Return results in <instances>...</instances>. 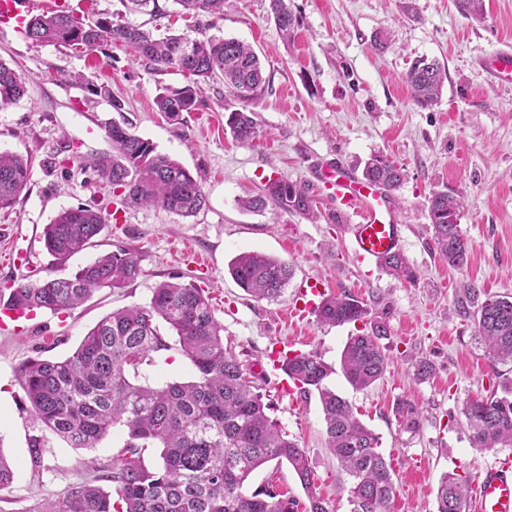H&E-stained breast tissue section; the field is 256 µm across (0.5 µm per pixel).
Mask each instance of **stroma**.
Instances as JSON below:
<instances>
[{
	"label": "stroma",
	"mask_w": 512,
	"mask_h": 512,
	"mask_svg": "<svg viewBox=\"0 0 512 512\" xmlns=\"http://www.w3.org/2000/svg\"><path fill=\"white\" fill-rule=\"evenodd\" d=\"M160 16H132L155 35L233 38L258 54L268 82L242 102L222 81L202 84L195 111L172 121L154 99L185 77L142 61L135 49L114 44L100 50L36 45L24 34L0 27V60L26 83L25 95L0 107V151L31 160L30 181L13 210L0 211V291L30 271L40 278L68 277L102 251L119 245L137 250L141 274L122 288L103 289L73 311L39 310L25 330L0 329V452L14 465V481L0 491V512H32L40 501L90 477L93 468L123 455L126 434L114 428L94 449L53 443L45 468L35 471L27 448L29 403L19 371L32 359L71 355L86 332L113 310L147 303L152 289L170 277L205 288L224 326V344L253 374L273 406L270 416L304 450L315 474L316 492L329 512H351L350 479L326 445L317 395L283 392L289 378L274 367L282 353L320 356L336 371L330 388L360 413L379 436L396 485L393 512H436L443 474L476 483L497 450L471 443L462 415L465 402L489 393L512 363L491 357L474 324L458 315L457 288L472 283L493 296L512 297V86L496 85L478 66L493 51L512 47V0H484V17L463 16L456 0H290L299 26L286 40L269 16V0H224L223 17L183 14L174 0H158ZM391 34L384 52L373 36ZM428 58L445 66L448 79L433 106H417L405 83L411 63ZM85 82H78V75ZM106 82L124 104L114 111L93 96L88 81ZM247 109L257 122L248 142L236 140L226 124L230 112ZM128 123L157 151L178 160L207 198L198 215L182 217L157 207L119 212L101 236L64 264H55L43 229L64 208L112 201L111 187L81 172L84 158L111 152L105 122ZM74 145L73 163L52 170L46 162L59 139ZM384 154L406 177L389 196L405 234L401 250L418 273L416 283L388 275L381 266L358 264L344 227L356 223L312 178L313 168L332 160L361 172L371 155ZM281 176L304 185L316 219L275 207L242 210L240 198L259 194ZM460 198L459 224L468 243L460 269L435 250L428 214L433 191ZM245 251L287 262L293 274L274 301L247 296L228 272ZM313 286L324 295L352 294L385 318L390 336L384 376L354 389L339 373L340 357L355 325L324 326L304 310L300 291ZM171 348L141 365L150 384L192 378L189 361L175 350V336L161 327ZM435 371L420 381L416 359ZM422 412L415 434L400 431L393 413L397 398ZM273 484L306 508L308 498L288 463L269 462L253 473L250 488Z\"/></svg>",
	"instance_id": "1"
}]
</instances>
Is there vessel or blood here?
<instances>
[{
    "mask_svg": "<svg viewBox=\"0 0 512 512\" xmlns=\"http://www.w3.org/2000/svg\"><path fill=\"white\" fill-rule=\"evenodd\" d=\"M36 0H0V26L22 31ZM484 66L500 84H512V52L499 51ZM318 179L337 208L355 213L359 221L350 225L354 254L362 262L380 261L397 252L403 226L383 195L380 186L361 180L352 170L323 164ZM475 499L478 512H512V457L503 455L481 475Z\"/></svg>",
    "mask_w": 512,
    "mask_h": 512,
    "instance_id": "vessel-or-blood-1",
    "label": "vessel or blood"
}]
</instances>
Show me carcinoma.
<instances>
[{
  "label": "carcinoma",
  "instance_id": "1",
  "mask_svg": "<svg viewBox=\"0 0 512 512\" xmlns=\"http://www.w3.org/2000/svg\"><path fill=\"white\" fill-rule=\"evenodd\" d=\"M187 11L224 15V0H174ZM130 14H161L157 0H125ZM275 24L288 40L294 38L297 17L288 0H270ZM25 37L34 43L93 50L104 43L135 48L147 63L193 77L191 83L157 95L158 111L177 120L198 104V84L220 78L249 100L262 90L267 77L256 52L245 43L226 38H192L168 34L156 38L137 25L107 17L86 22L73 12L57 10L27 20ZM447 79L434 60L418 59L406 72L414 102L428 107L437 101ZM25 82L16 70L0 61V107L25 94ZM90 92L123 110L109 85L91 84ZM226 124L239 141L256 134L254 113L245 109L228 115ZM112 153L81 165L97 179L119 191L123 205L153 206L190 217L207 206L200 182L180 162L156 151L153 144L115 121L105 125ZM29 159L0 151V210L17 203L30 181ZM363 178L388 190L404 178L402 168L383 154L364 165ZM249 212L267 205L308 215L313 202L302 184L286 176L271 180L262 193L239 201ZM461 200L443 190L429 198V219L437 252L448 266L467 262V243L458 216ZM103 206L61 210L44 227L48 254L63 263L90 247L108 223ZM398 279L416 277L403 253L381 261ZM141 274L140 257L119 246L98 255L67 278L31 280L17 284L0 306L26 311L73 310L103 288H123ZM229 274L257 301L281 296L291 276L288 263L256 251L239 254ZM458 313L475 325L477 336L492 357L512 361V300L486 294L467 284L455 295ZM319 323L328 326L362 322L365 330L351 335L341 354L347 381L365 389L386 372L388 357L382 341L387 323L352 294L329 296L316 309ZM166 324L178 338L183 356L194 370L191 380L163 386L130 379L129 368L152 361L151 354L169 349L159 333ZM224 326L216 318L203 288L192 283L163 281L152 289L148 303L114 311L91 328L77 349L61 360L32 359L21 369V386L30 404L27 444L35 470L45 468L44 454L52 440L72 448H95L109 432L125 429L124 458L119 466L103 467V474L74 485L60 497L37 504L33 512H297L296 502L267 484L248 491L254 471L271 461H287L309 501V512H328L314 490L316 475L298 443L288 438L270 417L271 401L232 349L224 347ZM280 369L298 392H317L327 447L351 479L352 512H390L396 497L391 467L379 452V436L358 419L350 404L325 384L335 369L318 355L295 353L281 359ZM464 404L462 414L475 448L512 447V379ZM394 416L403 432L419 430L421 412L406 398L395 400ZM160 449L161 466L149 470L141 463L143 449ZM14 480L11 462L0 451V491ZM112 483V490L98 485ZM470 485L456 473L444 475L438 485L437 512H466Z\"/></svg>",
  "mask_w": 512,
  "mask_h": 512
}]
</instances>
